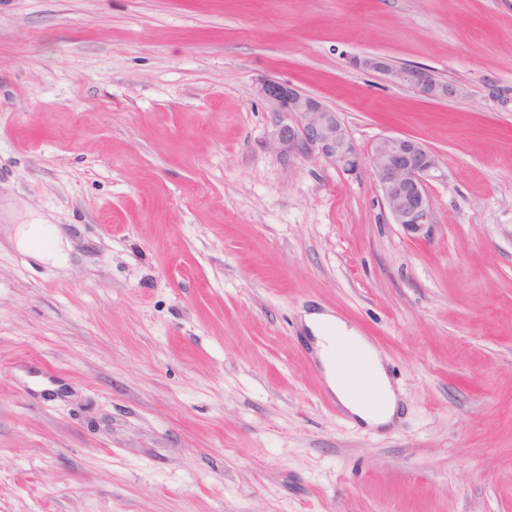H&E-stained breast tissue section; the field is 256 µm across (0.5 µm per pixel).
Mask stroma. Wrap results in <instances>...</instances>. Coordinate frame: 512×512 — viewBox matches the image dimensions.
<instances>
[{"instance_id":"obj_1","label":"stroma","mask_w":512,"mask_h":512,"mask_svg":"<svg viewBox=\"0 0 512 512\" xmlns=\"http://www.w3.org/2000/svg\"><path fill=\"white\" fill-rule=\"evenodd\" d=\"M263 77L431 148L430 237L371 170L280 159ZM495 86L512 0H0V512H512ZM314 307L382 352L392 427L325 404ZM349 63L354 68L380 72L394 83L407 86L429 99L443 100L454 93L450 85L436 79L427 68L395 67L388 58L379 55L354 56Z\"/></svg>"}]
</instances>
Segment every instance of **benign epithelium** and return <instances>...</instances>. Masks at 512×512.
I'll use <instances>...</instances> for the list:
<instances>
[{"label":"benign epithelium","mask_w":512,"mask_h":512,"mask_svg":"<svg viewBox=\"0 0 512 512\" xmlns=\"http://www.w3.org/2000/svg\"><path fill=\"white\" fill-rule=\"evenodd\" d=\"M350 64L380 72L429 99L443 100L454 93L450 85L423 67H395L379 55L354 56ZM256 91L278 114L270 145L279 158H315L349 176H356L369 166L394 223L410 239L429 237L433 212L426 182L438 162L420 139L412 135L383 136L365 153L355 143L340 113L316 97L271 78L258 79Z\"/></svg>","instance_id":"1"}]
</instances>
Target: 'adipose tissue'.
Instances as JSON below:
<instances>
[{
  "label": "adipose tissue",
  "instance_id": "obj_1",
  "mask_svg": "<svg viewBox=\"0 0 512 512\" xmlns=\"http://www.w3.org/2000/svg\"><path fill=\"white\" fill-rule=\"evenodd\" d=\"M303 320L310 333L309 340L319 360L324 382L341 407L362 426L371 429L388 427L397 414L399 397L391 384L379 351L366 337L349 329L341 319L330 313L313 311L304 314ZM345 343L356 347L365 355L369 375L378 385L384 397V405L381 410L371 409L364 401L349 393L337 373L332 369L328 359V350Z\"/></svg>",
  "mask_w": 512,
  "mask_h": 512
}]
</instances>
